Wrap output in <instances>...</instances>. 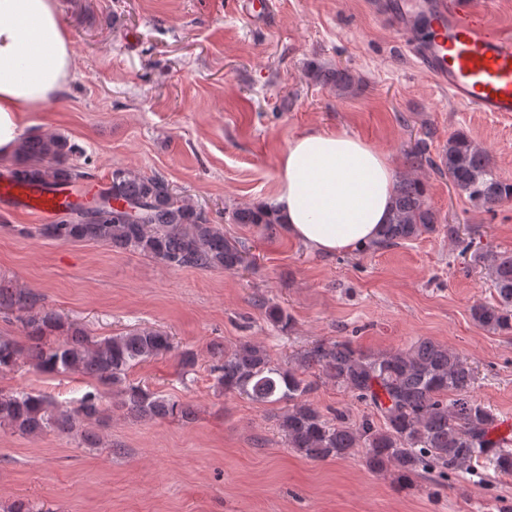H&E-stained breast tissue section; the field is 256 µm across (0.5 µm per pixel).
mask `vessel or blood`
I'll list each match as a JSON object with an SVG mask.
<instances>
[{"instance_id":"vessel-or-blood-1","label":"vessel or blood","mask_w":512,"mask_h":512,"mask_svg":"<svg viewBox=\"0 0 512 512\" xmlns=\"http://www.w3.org/2000/svg\"><path fill=\"white\" fill-rule=\"evenodd\" d=\"M396 37L449 98L479 112L512 115V28L493 19L492 0H388ZM83 191L0 178V208L51 223Z\"/></svg>"}]
</instances>
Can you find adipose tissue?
<instances>
[{"mask_svg":"<svg viewBox=\"0 0 512 512\" xmlns=\"http://www.w3.org/2000/svg\"><path fill=\"white\" fill-rule=\"evenodd\" d=\"M74 61L55 0H0V160L13 161L23 113L67 86ZM391 158L343 131L295 136L278 159L272 205L288 235L322 255L375 240L391 213Z\"/></svg>","mask_w":512,"mask_h":512,"instance_id":"adipose-tissue-1","label":"adipose tissue"}]
</instances>
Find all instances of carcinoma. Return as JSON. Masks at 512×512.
Segmentation results:
<instances>
[{"label": "carcinoma", "mask_w": 512, "mask_h": 512, "mask_svg": "<svg viewBox=\"0 0 512 512\" xmlns=\"http://www.w3.org/2000/svg\"><path fill=\"white\" fill-rule=\"evenodd\" d=\"M312 79L336 88L342 96L353 85L339 69L318 68ZM77 147L61 133L20 135L14 165L16 181L44 185L75 184L88 173L71 163ZM414 167L424 165L446 176L468 198L492 210L512 200V183L495 173L487 151L456 133L433 157L420 137L407 153ZM136 202L138 218L112 207ZM230 224H256L270 230L279 223L275 209L240 207L228 213ZM438 216L427 201L425 184L403 176L394 190L392 214L379 237L361 253H375L436 230ZM57 243H105L125 252L152 256L165 265L201 271H236L248 262L245 247L224 236L223 228L189 197L178 194L161 174L146 175L117 168L90 203L71 205L63 217L40 228ZM496 300L470 309L481 329L512 333V254L487 250L478 256ZM16 313L24 338L0 337V373L22 361L46 374L79 373L96 382L76 405L63 409L55 397L29 391H0V426L26 436L71 433L88 421H100L117 407L137 419H156L190 412L179 401L127 381L128 371L169 352L172 337L152 328L95 338L84 328L39 304L35 294L0 287V311ZM270 324L283 331L291 317L278 305L267 306ZM315 372L371 408L351 422L342 412L325 417L309 400ZM217 386L263 405L288 404L279 428L288 446L312 460L361 455L374 473L393 475L410 488L416 478L437 469L458 473L486 461L503 476H512V435L499 436L500 419L472 395L474 369L457 351L430 338L403 349L362 352L346 340L317 341L295 365L275 363L267 348L244 341L219 353L211 365ZM118 400H108L113 388Z\"/></svg>", "instance_id": "carcinoma-1"}]
</instances>
